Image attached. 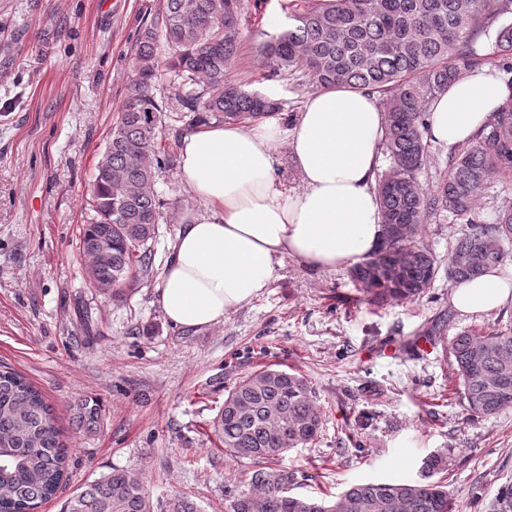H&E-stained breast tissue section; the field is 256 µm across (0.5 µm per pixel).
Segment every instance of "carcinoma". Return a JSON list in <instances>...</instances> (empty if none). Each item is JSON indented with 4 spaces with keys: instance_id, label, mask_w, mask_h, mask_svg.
Returning <instances> with one entry per match:
<instances>
[{
    "instance_id": "obj_1",
    "label": "carcinoma",
    "mask_w": 512,
    "mask_h": 512,
    "mask_svg": "<svg viewBox=\"0 0 512 512\" xmlns=\"http://www.w3.org/2000/svg\"><path fill=\"white\" fill-rule=\"evenodd\" d=\"M293 0L291 24L257 44L271 76L295 75L313 91L346 86L380 97L385 113L378 176L384 237L380 248L350 269L359 299L376 306L412 301L431 287L436 257L417 241L432 218L461 224L448 256V281L460 284L512 256V207L487 223L477 205L496 181L512 189V95L473 141L449 151L448 172L425 188L430 159L426 112L430 102L463 73L490 62L512 75V0ZM263 0H165L157 21L143 28L133 53L134 78L112 125L90 189L93 222L82 226L79 250L90 281L114 297L153 271L162 202L156 182L175 156L159 134L162 118L190 129L215 120L244 124L274 115L280 103L250 93L230 72L240 56L242 20L261 15ZM492 51L477 43L496 21ZM168 48L159 61L158 36ZM166 69L180 80L170 107L153 88ZM461 395L476 417L512 406V328L449 339ZM77 430L100 427V404L73 403ZM322 412L304 376L271 366L241 378L213 422L224 454L252 463L249 490L229 498V512H453L445 456L426 455L420 479L367 482L321 498L296 495L295 472L272 467L279 455L313 441ZM68 466L52 408L24 376L0 368V512H35L59 490ZM61 512H153L140 474L114 470L63 501ZM492 512H512V484Z\"/></svg>"
}]
</instances>
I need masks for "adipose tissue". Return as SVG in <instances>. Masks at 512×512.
Masks as SVG:
<instances>
[{"label":"adipose tissue","instance_id":"adipose-tissue-1","mask_svg":"<svg viewBox=\"0 0 512 512\" xmlns=\"http://www.w3.org/2000/svg\"><path fill=\"white\" fill-rule=\"evenodd\" d=\"M512 91L485 68L449 84L429 105L432 140L451 148L471 141ZM384 113L376 94L335 87L310 95L288 133L275 120L244 128L210 122L185 131L180 181L199 202L170 244L158 301L166 320L207 328L261 296L285 257L338 271L379 247L384 226L374 189ZM301 178L282 189L274 163L281 144ZM463 314L512 303V266L454 286Z\"/></svg>","mask_w":512,"mask_h":512}]
</instances>
